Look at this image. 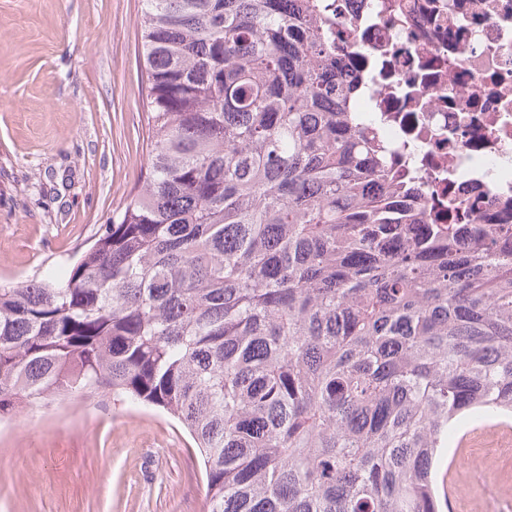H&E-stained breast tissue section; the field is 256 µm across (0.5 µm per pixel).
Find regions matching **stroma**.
<instances>
[{
  "mask_svg": "<svg viewBox=\"0 0 512 512\" xmlns=\"http://www.w3.org/2000/svg\"><path fill=\"white\" fill-rule=\"evenodd\" d=\"M142 0H0V285L64 264L146 171ZM466 421L433 476L457 512H512V454ZM193 442L98 393L0 422V512H208Z\"/></svg>",
  "mask_w": 512,
  "mask_h": 512,
  "instance_id": "1",
  "label": "stroma"
}]
</instances>
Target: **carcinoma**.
<instances>
[{
	"instance_id": "1",
	"label": "carcinoma",
	"mask_w": 512,
	"mask_h": 512,
	"mask_svg": "<svg viewBox=\"0 0 512 512\" xmlns=\"http://www.w3.org/2000/svg\"><path fill=\"white\" fill-rule=\"evenodd\" d=\"M143 2L144 179L0 287V412L162 410L209 512H442L455 424L512 418V224L422 223L316 0Z\"/></svg>"
}]
</instances>
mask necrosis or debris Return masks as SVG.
I'll list each match as a JSON object with an SVG mask.
<instances>
[{"instance_id":"4bbe7bcc","label":"necrosis or debris","mask_w":512,"mask_h":512,"mask_svg":"<svg viewBox=\"0 0 512 512\" xmlns=\"http://www.w3.org/2000/svg\"><path fill=\"white\" fill-rule=\"evenodd\" d=\"M368 66L353 109L377 122L430 222L512 224V0H334Z\"/></svg>"}]
</instances>
